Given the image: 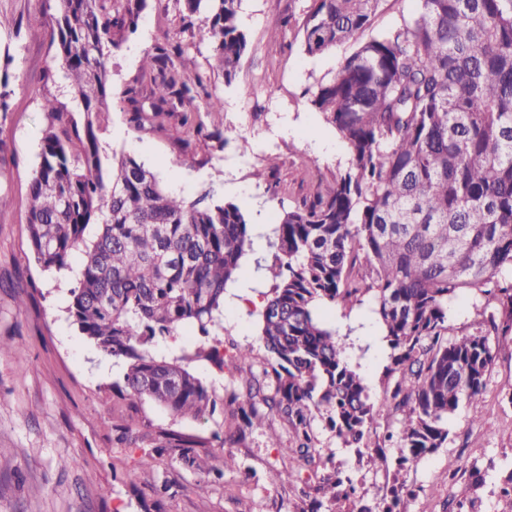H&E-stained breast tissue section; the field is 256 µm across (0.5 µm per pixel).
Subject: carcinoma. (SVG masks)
Instances as JSON below:
<instances>
[{
	"instance_id": "obj_1",
	"label": "carcinoma",
	"mask_w": 512,
	"mask_h": 512,
	"mask_svg": "<svg viewBox=\"0 0 512 512\" xmlns=\"http://www.w3.org/2000/svg\"><path fill=\"white\" fill-rule=\"evenodd\" d=\"M111 2L116 15L105 12ZM140 0H57L56 60L84 108L80 116L46 103L40 164L30 183L28 235L44 271L71 269L68 318L100 351L127 362L112 390L148 400L180 419L202 420L222 405L224 444L267 428L271 446L296 462L272 472L275 485L305 481L293 512H399L416 495L406 480L422 456L448 441V421L466 405L477 421L493 362L491 337L512 332V0H417L414 16L364 38L379 0H313L301 47L317 56L350 41L358 49L335 75L305 94L347 147L346 171L318 183L312 198L285 213L269 235L271 279L259 312L266 365L260 377L225 395L206 385L188 363L224 369L253 359L250 346L224 351V294L252 246L255 225L233 202L207 191L188 201L161 187L130 155L103 167L100 132L109 121L107 45L111 28L133 31ZM203 15L197 34L213 45L229 83L249 49L240 25L242 0H183ZM153 73L151 112L132 121L162 126L180 115L183 146L224 144L234 127L205 129L196 99L204 87L190 77L180 45L146 53ZM98 232L87 237L89 226ZM373 293L377 322L398 377L371 397L361 375L342 357L343 345L323 309L353 305ZM479 292L508 308L485 329L454 335L448 303ZM186 326L200 336L192 354L173 360L150 354L155 340ZM402 416L398 437L373 439L381 411ZM326 415L344 447L367 463L387 465L397 440L391 487L372 507L356 501L353 478L324 456L310 434L313 413ZM288 424L281 443L273 420ZM202 442L176 435L167 447L185 465L224 478L236 466L195 454Z\"/></svg>"
}]
</instances>
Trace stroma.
Segmentation results:
<instances>
[{
  "instance_id": "stroma-1",
  "label": "stroma",
  "mask_w": 512,
  "mask_h": 512,
  "mask_svg": "<svg viewBox=\"0 0 512 512\" xmlns=\"http://www.w3.org/2000/svg\"><path fill=\"white\" fill-rule=\"evenodd\" d=\"M312 0H242L241 25L249 51L232 80L216 69L213 47L193 37L199 16H186L179 0H144L134 34L112 28L109 52L110 119L101 136L106 151L126 152L152 171L171 192L192 199L204 188L240 206L250 223L275 224L285 211L312 195L316 183L343 173L347 148L324 123L305 90L316 79L333 77L339 61L354 52L351 41L330 53L309 57L300 50L301 26ZM55 0H0V81H6V110H0V338L25 351L24 361L0 354V512H290L299 489L274 485L271 471L290 461L270 447L262 430L249 432L232 451L237 467L225 472L208 493L196 492L203 475L163 453L142 470V451L163 444L168 432L205 440L206 453L222 456L224 415L181 420L150 401L117 398L123 360L108 356L82 338L67 317L68 276L34 262L27 231L29 186L41 161L47 125L44 104L80 112L55 59ZM280 29L270 41L271 29ZM182 43L194 71L220 112H202L206 126L237 128L224 149L183 148L177 116L162 128H136L134 103L153 100L149 75L141 70L145 52ZM265 240L255 239L237 282L224 303V341L265 350L258 336L261 291L266 271L254 260L268 257ZM374 299L325 308V319L344 345V359L361 373L372 396H380L390 349L379 341ZM491 377L483 394L488 411L472 420L459 408L443 448L414 463L409 479L418 490L401 512H455L474 503L475 512H512L500 494L512 472V339L493 344ZM317 447L355 479L356 494L380 500L392 470L358 460L325 423L314 417ZM69 466L60 467V458Z\"/></svg>"
}]
</instances>
